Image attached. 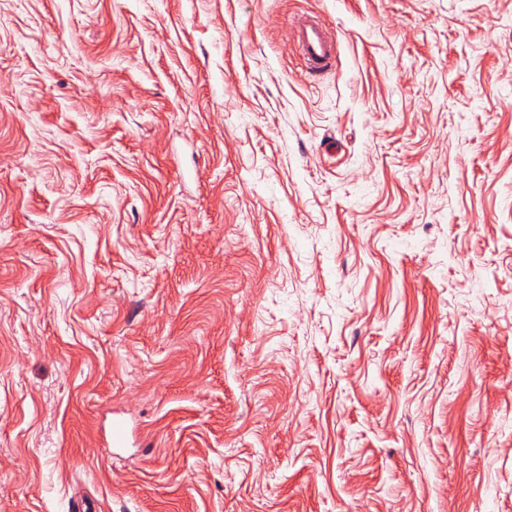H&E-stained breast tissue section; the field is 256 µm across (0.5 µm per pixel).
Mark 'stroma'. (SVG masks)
<instances>
[{
    "label": "stroma",
    "instance_id": "35a3bbf8",
    "mask_svg": "<svg viewBox=\"0 0 512 512\" xmlns=\"http://www.w3.org/2000/svg\"><path fill=\"white\" fill-rule=\"evenodd\" d=\"M78 495L512 512V0H0V512ZM294 40L306 71L320 76L331 71L337 57V47L318 18L302 17L295 23Z\"/></svg>",
    "mask_w": 512,
    "mask_h": 512
}]
</instances>
